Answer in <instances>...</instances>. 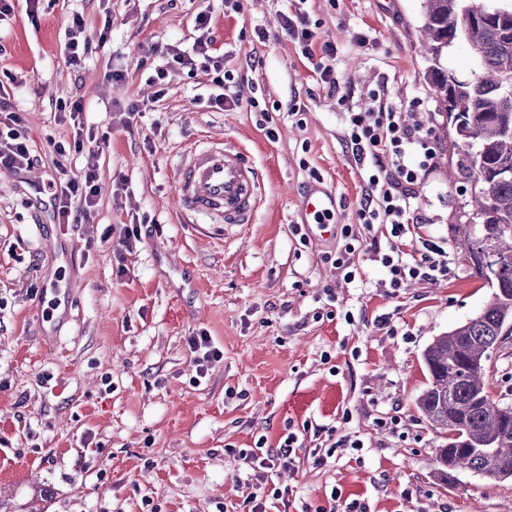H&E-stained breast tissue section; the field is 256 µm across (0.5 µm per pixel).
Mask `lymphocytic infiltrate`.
Masks as SVG:
<instances>
[{"instance_id":"1","label":"lymphocytic infiltrate","mask_w":512,"mask_h":512,"mask_svg":"<svg viewBox=\"0 0 512 512\" xmlns=\"http://www.w3.org/2000/svg\"><path fill=\"white\" fill-rule=\"evenodd\" d=\"M195 26L200 35L191 51H175L169 54L166 65L156 66L151 82L163 81L167 70L183 66L189 70L213 72V85L217 92L209 103L214 107L238 106V97L228 95V78L222 75V66L212 54L215 38L211 16L199 13ZM281 28L289 38L297 42L307 59L315 60V69L322 83L336 88L337 82L326 61L336 53L330 43L315 44L307 15L294 10L281 18ZM368 110L347 113L345 148L359 170L364 182V194L357 210V226H343V241L338 253H324L323 261L333 262L344 280L354 281L356 270L352 261L364 242L362 231L378 230V237L370 243L374 255L386 268L385 281L392 292H399L411 281H436L448 275V255L431 246L421 256L409 254L408 244L414 240V231L424 221L419 211L414 185L433 171L436 150L429 139V131L417 119L415 113L388 102L383 94L374 91ZM30 137L24 120L17 112L10 95L0 94V168L16 173L29 169L35 162ZM57 223L79 224L89 218L99 195L95 172H87L82 178L69 175L65 167H57L56 173L46 184ZM299 441L295 432H288L278 449H270L264 440H257L254 447L237 451V458L248 470H272L288 467L293 463L292 454Z\"/></svg>"}]
</instances>
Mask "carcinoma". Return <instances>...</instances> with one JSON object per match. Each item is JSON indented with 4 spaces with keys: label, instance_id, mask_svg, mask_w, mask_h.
I'll list each match as a JSON object with an SVG mask.
<instances>
[{
    "label": "carcinoma",
    "instance_id": "obj_1",
    "mask_svg": "<svg viewBox=\"0 0 512 512\" xmlns=\"http://www.w3.org/2000/svg\"><path fill=\"white\" fill-rule=\"evenodd\" d=\"M503 2L506 12L493 15L487 0H421V32L432 56L428 82L438 112L454 137L476 152L459 161L457 171L477 192L478 238L500 244L512 257V176L500 174L512 165V111H505L512 98V0ZM460 39L478 50L479 82L448 78L442 58ZM489 287L493 293L480 313L424 350L429 383L416 405L436 427L458 432L440 449L443 465L454 462L497 480L501 471H512V411L490 399L477 363L512 341V261Z\"/></svg>",
    "mask_w": 512,
    "mask_h": 512
}]
</instances>
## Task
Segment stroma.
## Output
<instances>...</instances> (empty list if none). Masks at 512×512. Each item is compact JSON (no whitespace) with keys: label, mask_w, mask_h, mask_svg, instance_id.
<instances>
[{"label":"stroma","mask_w":512,"mask_h":512,"mask_svg":"<svg viewBox=\"0 0 512 512\" xmlns=\"http://www.w3.org/2000/svg\"><path fill=\"white\" fill-rule=\"evenodd\" d=\"M290 6L41 0L33 15L17 0L0 25V86L37 155L29 171L0 169V512H240L247 473L235 449L261 438L277 447L291 430L295 463L272 474L288 512H512V478L447 479L445 433L416 407L426 347L492 294L455 248L474 231L463 215L471 184L454 173L459 150L428 84L420 0H302L317 41L336 47L333 90L281 30ZM203 11L240 106H209L202 72L171 68L159 87L141 65L190 50ZM72 39L97 46L75 70L62 54ZM113 69L125 80H109ZM379 89L433 116L436 167L415 187L419 233L450 267L396 294L370 248L355 254L348 283L321 260L337 240L292 231L316 180L339 201L334 224L356 223L363 182L344 112L368 108ZM63 99L82 100L79 123L58 114ZM78 129L88 144L59 155ZM207 136L250 153L264 194L253 223L183 222L174 166ZM61 164L78 178L95 170L90 222L57 223L39 194ZM138 217L148 220L141 239L125 240ZM56 282L67 298L45 330L41 293ZM200 330L224 353L202 378L187 345ZM486 382L512 405V346L493 355ZM307 424L362 448L316 462Z\"/></svg>","instance_id":"1"}]
</instances>
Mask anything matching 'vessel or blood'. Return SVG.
I'll use <instances>...</instances> for the list:
<instances>
[{"instance_id":"1","label":"vessel or blood","mask_w":512,"mask_h":512,"mask_svg":"<svg viewBox=\"0 0 512 512\" xmlns=\"http://www.w3.org/2000/svg\"><path fill=\"white\" fill-rule=\"evenodd\" d=\"M174 179L177 208L186 219L207 216L218 224H249L263 204L259 173L248 152L225 146L220 139L187 150ZM336 208L335 195L322 189H308L302 196L301 211L317 236L333 235L329 218Z\"/></svg>"}]
</instances>
